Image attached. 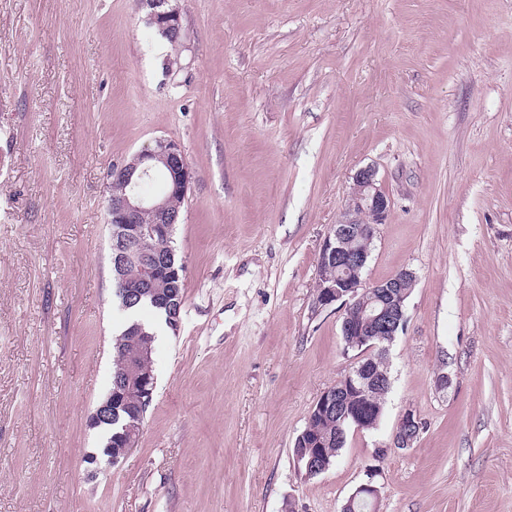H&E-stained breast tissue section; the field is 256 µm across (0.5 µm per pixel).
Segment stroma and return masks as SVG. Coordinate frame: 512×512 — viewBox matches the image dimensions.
<instances>
[{
    "label": "stroma",
    "instance_id": "stroma-1",
    "mask_svg": "<svg viewBox=\"0 0 512 512\" xmlns=\"http://www.w3.org/2000/svg\"><path fill=\"white\" fill-rule=\"evenodd\" d=\"M178 6L169 68L139 0H0V512H341L373 465L377 512H512V0ZM160 137L193 173L182 320L95 475L125 322L107 174ZM366 166L390 212L365 277L417 281L379 426L310 476L294 441L354 360L316 260ZM423 428L421 419L413 407L405 408L396 423L390 447L407 449L413 446Z\"/></svg>",
    "mask_w": 512,
    "mask_h": 512
}]
</instances>
